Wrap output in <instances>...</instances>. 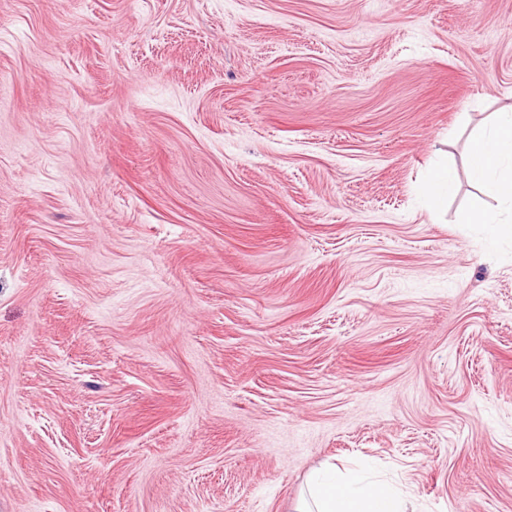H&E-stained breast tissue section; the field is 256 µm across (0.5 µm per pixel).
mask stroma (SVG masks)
<instances>
[{"mask_svg": "<svg viewBox=\"0 0 512 512\" xmlns=\"http://www.w3.org/2000/svg\"><path fill=\"white\" fill-rule=\"evenodd\" d=\"M510 110L512 0H0V512H512ZM470 181L511 210V222L494 211H470L460 224H484L493 239L512 237V113L500 112L487 129L474 135L467 154ZM457 181L456 169L449 164L436 166L430 173L428 179V198L433 204L439 203L448 198ZM309 499L294 512H409L404 492L366 469L350 474L335 465L312 471L307 478Z\"/></svg>", "mask_w": 512, "mask_h": 512, "instance_id": "obj_1", "label": "stroma"}]
</instances>
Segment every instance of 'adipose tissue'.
Wrapping results in <instances>:
<instances>
[{
    "label": "adipose tissue",
    "mask_w": 512,
    "mask_h": 512,
    "mask_svg": "<svg viewBox=\"0 0 512 512\" xmlns=\"http://www.w3.org/2000/svg\"><path fill=\"white\" fill-rule=\"evenodd\" d=\"M470 181L512 210V113H498L474 135L467 154ZM308 497L295 512H409L404 492L367 470L350 474L327 466L307 478Z\"/></svg>",
    "instance_id": "obj_1"
}]
</instances>
